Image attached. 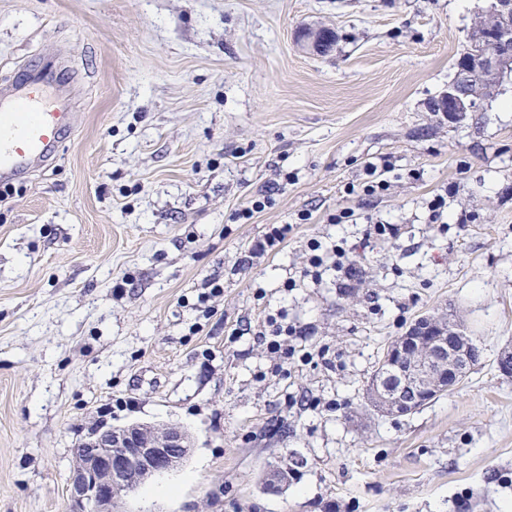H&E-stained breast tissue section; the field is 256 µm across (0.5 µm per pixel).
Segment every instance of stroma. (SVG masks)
<instances>
[{"label": "stroma", "instance_id": "obj_1", "mask_svg": "<svg viewBox=\"0 0 512 512\" xmlns=\"http://www.w3.org/2000/svg\"><path fill=\"white\" fill-rule=\"evenodd\" d=\"M486 7L0 0V88L74 77L55 159L0 190V512H68L76 446L132 423L178 425L192 450L126 512H512V77L461 123L434 109ZM315 26L331 52L301 47ZM372 163L387 188L368 195ZM345 210L399 240L331 223ZM274 224L284 243L249 257ZM313 242L353 272L305 277ZM450 308L474 373L378 415L388 344ZM270 317L301 328L292 358L259 338ZM291 453L297 480L265 491Z\"/></svg>", "mask_w": 512, "mask_h": 512}]
</instances>
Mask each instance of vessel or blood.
Wrapping results in <instances>:
<instances>
[{
    "label": "vessel or blood",
    "mask_w": 512,
    "mask_h": 512,
    "mask_svg": "<svg viewBox=\"0 0 512 512\" xmlns=\"http://www.w3.org/2000/svg\"><path fill=\"white\" fill-rule=\"evenodd\" d=\"M51 81V75L31 73L0 94V182L50 160L70 130V114L45 101Z\"/></svg>",
    "instance_id": "obj_1"
}]
</instances>
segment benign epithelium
I'll list each match as a JSON object with an SVG mask.
<instances>
[{
	"label": "benign epithelium",
	"instance_id": "1",
	"mask_svg": "<svg viewBox=\"0 0 512 512\" xmlns=\"http://www.w3.org/2000/svg\"><path fill=\"white\" fill-rule=\"evenodd\" d=\"M305 46L321 51L337 33L319 28L304 34ZM512 72V0H489L485 16L467 34L448 90L435 111L459 123L477 104L491 98ZM474 367L470 337L451 315H422L394 339L376 366L372 383L377 411L405 416L462 384ZM185 431L176 426L131 424L89 433L74 451L69 478L70 512H122L126 495L146 481L180 467L190 454ZM282 462L264 479L282 490Z\"/></svg>",
	"mask_w": 512,
	"mask_h": 512
}]
</instances>
